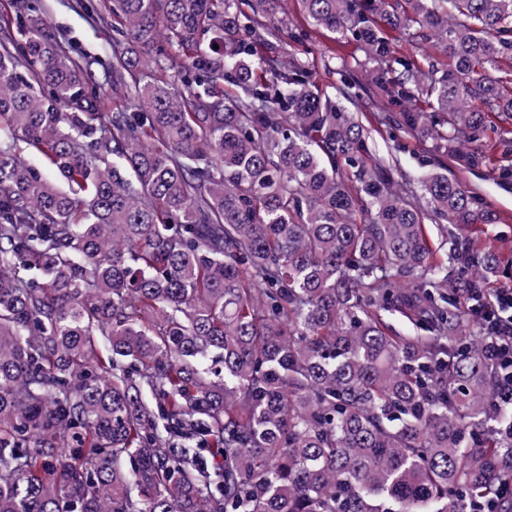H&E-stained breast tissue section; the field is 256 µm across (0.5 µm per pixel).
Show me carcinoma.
I'll use <instances>...</instances> for the list:
<instances>
[{
    "label": "carcinoma",
    "instance_id": "obj_1",
    "mask_svg": "<svg viewBox=\"0 0 512 512\" xmlns=\"http://www.w3.org/2000/svg\"><path fill=\"white\" fill-rule=\"evenodd\" d=\"M301 2L310 26L365 47L390 102L426 92L398 125L469 169L512 157L511 129L486 139L490 116L512 122V78L494 75L512 64V0ZM286 3L102 0L123 37L112 86L139 99L105 112L38 0H14L0 32V512L512 498V411L470 309L499 257L456 235L441 255L424 224L497 216L444 172L403 195L384 159L367 161L351 82L327 97L308 62L280 55Z\"/></svg>",
    "mask_w": 512,
    "mask_h": 512
}]
</instances>
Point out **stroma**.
Here are the masks:
<instances>
[{
	"label": "stroma",
	"instance_id": "stroma-1",
	"mask_svg": "<svg viewBox=\"0 0 512 512\" xmlns=\"http://www.w3.org/2000/svg\"><path fill=\"white\" fill-rule=\"evenodd\" d=\"M48 21L60 40L84 58L96 82L105 111L119 108L127 112L138 109L133 93L113 94L112 55L116 33L97 12L99 0H39ZM284 58L296 57L309 63L316 87L339 96L344 77L363 89L361 109L366 113L388 112L392 106L370 77L371 66L358 42L324 29L314 31L303 43L286 41ZM370 154L396 158L393 179L412 183L434 164H441L494 210L498 220L493 224L474 226L471 235L480 247L494 249L501 258L498 287L512 288V183H503L498 170L503 164L499 155H490L477 169L463 168L454 159L438 152L432 142L421 141L400 126L391 124L371 132Z\"/></svg>",
	"mask_w": 512,
	"mask_h": 512
}]
</instances>
